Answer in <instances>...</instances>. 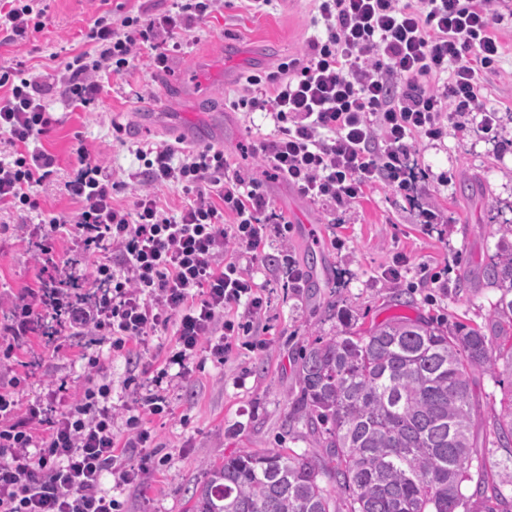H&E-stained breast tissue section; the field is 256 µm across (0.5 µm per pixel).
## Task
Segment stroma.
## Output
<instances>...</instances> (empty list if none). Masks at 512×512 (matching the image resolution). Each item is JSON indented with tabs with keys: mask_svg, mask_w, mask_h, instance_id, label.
Here are the masks:
<instances>
[{
	"mask_svg": "<svg viewBox=\"0 0 512 512\" xmlns=\"http://www.w3.org/2000/svg\"><path fill=\"white\" fill-rule=\"evenodd\" d=\"M176 6L177 0H50L45 28L22 43H1L0 63L22 60L36 73H51L72 55L90 50L86 34L104 12L151 18ZM493 27L504 46L498 72L483 79L484 100L498 110L493 128L452 124L442 138L416 144L428 177L411 194L441 214L429 235L405 191L380 187L343 208L315 203L274 179L265 158L248 150L271 137L275 126L268 113L234 108L238 90L247 75L275 70L300 56L310 37L324 35L313 0H271L260 12L246 0H222L192 31L177 33L182 48L169 71H155L141 53L128 72L101 78L100 108L85 111L52 102L55 122L36 147L54 154L66 174L76 165L74 145L84 142L113 171L119 182L113 196L126 207L134 193L128 179L139 168L136 144L178 138L177 125L146 128L139 115L169 112L180 123L202 125L209 110H220L224 153L232 168L259 178L271 205L292 225L287 237L270 235L247 259L249 273L264 287L262 310L244 303L236 309L251 334L234 341L224 359L202 351L186 371L170 369L161 384L170 415L144 416L150 441L121 460L122 468L140 470L138 481L124 485L116 475L104 477L103 489L122 502L124 512H188L209 464L243 451H312L310 438L288 413L299 391V356L315 337L333 333L338 311L348 310L367 325L419 316L450 325L488 323L499 292L485 283L482 272L497 252L500 224L512 221V18L494 21ZM116 123L122 133L113 131ZM399 253L408 259L400 280H383L382 269ZM286 255L317 279V287H289L279 270ZM443 268L447 283L429 284L431 272ZM39 277L16 216L0 209V337L9 310L27 289L38 287ZM85 351L101 357L96 379L112 386L115 433L126 441L128 410L134 405L124 386L130 365L110 352L107 342L63 335L48 347L42 337L29 336L17 362L0 356V378H20L21 407L61 408L87 380L80 358ZM473 388L478 444L488 464L503 462L505 453L488 427L500 389L480 374Z\"/></svg>",
	"mask_w": 512,
	"mask_h": 512,
	"instance_id": "stroma-1",
	"label": "stroma"
}]
</instances>
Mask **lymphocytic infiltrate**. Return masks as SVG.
<instances>
[{"instance_id":"f902f5d3","label":"lymphocytic infiltrate","mask_w":512,"mask_h":512,"mask_svg":"<svg viewBox=\"0 0 512 512\" xmlns=\"http://www.w3.org/2000/svg\"><path fill=\"white\" fill-rule=\"evenodd\" d=\"M41 0H0V42L18 43L45 27ZM219 0H184L179 10L150 19L105 13L90 28L93 48L73 56L52 82L23 65L0 66V133L9 161L0 160V205L30 218L38 190L53 182L58 165L31 142L53 118L48 96L82 108L99 102V76L127 71L135 47L152 52L156 69L169 68L175 31H191ZM325 37L279 63L266 76L246 79L242 105L274 112V139L260 151L278 178L309 200L340 206L378 186L409 188L419 179L416 139L443 133V118L478 115L491 128L496 110L480 99L481 80L497 70L502 45L492 30L495 6L512 0H318ZM64 183L77 208L40 215L29 235L40 285L16 304L10 339L13 357L34 328L54 335L106 336L110 349L174 328L172 365L185 366L202 348L229 351L246 324L228 318L240 302L263 307L262 287L245 273L228 242L257 251L269 233L289 231L271 211L256 179L233 171L223 150L145 143L135 155L147 188L132 207L116 205L106 166L85 146ZM190 197L178 214L160 203L156 188ZM235 217L224 222L225 214ZM71 238L79 259L58 261L54 235ZM89 264L90 277L79 272ZM111 387H86L68 409L19 413L10 391L0 392V512H116L102 488L105 474L124 483L137 474L119 470L112 433Z\"/></svg>"}]
</instances>
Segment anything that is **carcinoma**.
Here are the masks:
<instances>
[{
  "label": "carcinoma",
  "mask_w": 512,
  "mask_h": 512,
  "mask_svg": "<svg viewBox=\"0 0 512 512\" xmlns=\"http://www.w3.org/2000/svg\"><path fill=\"white\" fill-rule=\"evenodd\" d=\"M500 232L486 266L500 292L490 330L402 317L362 329L343 313L302 354L290 413L322 453L227 457L209 467L193 512H457L474 498L483 512H512V470L488 468L471 441V385L486 374L501 389L492 428L512 461V226Z\"/></svg>",
  "instance_id": "1"
}]
</instances>
